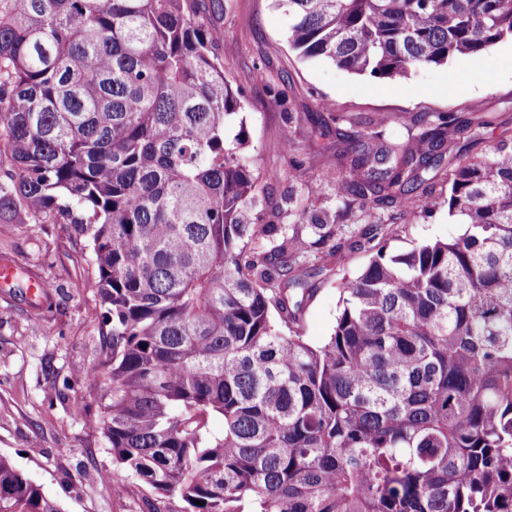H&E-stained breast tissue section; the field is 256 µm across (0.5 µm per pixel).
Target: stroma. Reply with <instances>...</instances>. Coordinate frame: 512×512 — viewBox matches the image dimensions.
Wrapping results in <instances>:
<instances>
[{
  "mask_svg": "<svg viewBox=\"0 0 512 512\" xmlns=\"http://www.w3.org/2000/svg\"><path fill=\"white\" fill-rule=\"evenodd\" d=\"M223 30L218 45L224 77L243 94V126L255 169L280 170L281 180L260 185L258 212L263 221L294 223L289 195L312 198L335 208L329 174L336 150L316 140L310 129L320 103L350 120L374 122L397 113L390 134L405 141L421 133L414 119L424 112L466 114L472 102L495 119L471 137L453 141L440 169L459 148L482 153L501 130H512V42L483 55L458 56L448 64L416 69L405 77L376 78L338 68L326 59H304L288 43V12L277 0H226L224 13L211 17ZM285 102H278V92ZM297 120H289V113ZM314 166L289 170L284 136ZM447 206L412 224L398 223L389 248L405 251L417 242L460 234ZM89 237L74 224H37L26 215L0 223V263L49 283L47 295L33 299L25 284L0 282V454L56 499L65 512H184L179 495L158 498L138 478L112 463L99 430L77 415L76 406L96 410L95 392L84 372L103 349V309L89 283L96 271ZM367 253L344 248L334 270L307 269L315 287L303 316V333L320 344L331 335L342 288L367 264Z\"/></svg>",
  "mask_w": 512,
  "mask_h": 512,
  "instance_id": "1",
  "label": "stroma"
}]
</instances>
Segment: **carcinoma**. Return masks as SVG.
Returning a JSON list of instances; mask_svg holds the SVG:
<instances>
[{"label":"carcinoma","instance_id":"carcinoma-1","mask_svg":"<svg viewBox=\"0 0 512 512\" xmlns=\"http://www.w3.org/2000/svg\"><path fill=\"white\" fill-rule=\"evenodd\" d=\"M279 2L293 50L359 75L512 39V0ZM206 11L223 0H0V217L90 238L104 351L87 379L113 463L186 512H512V138L454 156L445 196L424 173L494 125L479 107L420 115L411 142L384 136L396 114L316 121L342 206L260 224L259 184L282 173L231 133L242 93ZM441 201L461 234L389 250ZM347 232L369 260L313 346L300 271ZM0 512L62 509L0 455Z\"/></svg>","mask_w":512,"mask_h":512}]
</instances>
